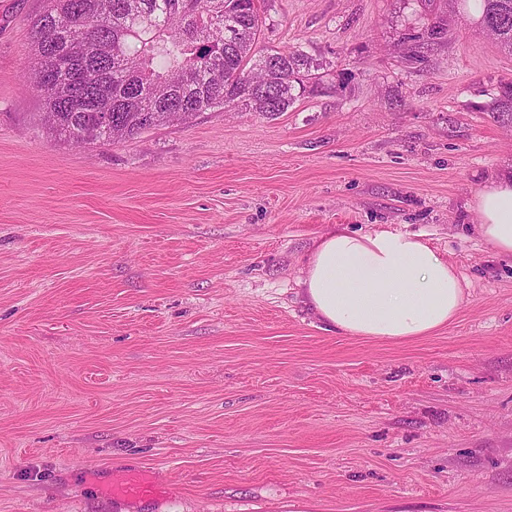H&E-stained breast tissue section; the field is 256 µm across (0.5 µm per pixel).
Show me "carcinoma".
<instances>
[{
	"instance_id": "cac0c4a2",
	"label": "carcinoma",
	"mask_w": 512,
	"mask_h": 512,
	"mask_svg": "<svg viewBox=\"0 0 512 512\" xmlns=\"http://www.w3.org/2000/svg\"><path fill=\"white\" fill-rule=\"evenodd\" d=\"M257 0H46L32 21L31 84L52 135L122 144L181 116L276 115L320 87L298 49L256 50ZM480 25L512 54V0H477ZM491 112L512 124V81Z\"/></svg>"
}]
</instances>
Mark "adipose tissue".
Listing matches in <instances>:
<instances>
[{"mask_svg": "<svg viewBox=\"0 0 512 512\" xmlns=\"http://www.w3.org/2000/svg\"><path fill=\"white\" fill-rule=\"evenodd\" d=\"M475 209L481 237L512 256V178L488 182ZM300 284L315 316L340 335L394 343L448 325L464 298L447 257L419 235L383 228L336 226L315 246Z\"/></svg>", "mask_w": 512, "mask_h": 512, "instance_id": "obj_1", "label": "adipose tissue"}]
</instances>
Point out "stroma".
Here are the masks:
<instances>
[{"label": "stroma", "instance_id": "obj_1", "mask_svg": "<svg viewBox=\"0 0 512 512\" xmlns=\"http://www.w3.org/2000/svg\"><path fill=\"white\" fill-rule=\"evenodd\" d=\"M43 6L0 0V512H512V258L474 206L512 55L448 0H265L322 91L78 147L26 78ZM339 224L421 235L457 317L328 330L299 280ZM131 471L157 494L113 498Z\"/></svg>", "mask_w": 512, "mask_h": 512}]
</instances>
